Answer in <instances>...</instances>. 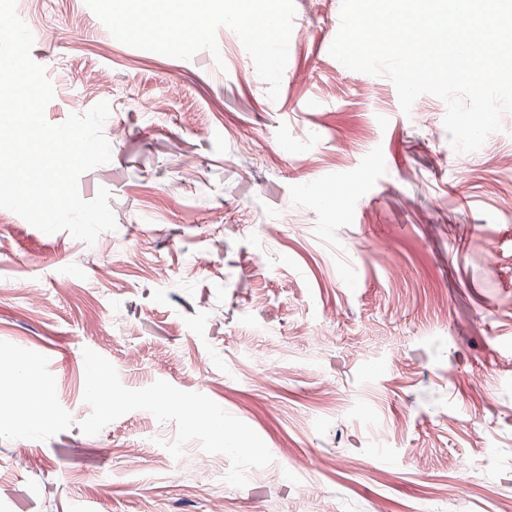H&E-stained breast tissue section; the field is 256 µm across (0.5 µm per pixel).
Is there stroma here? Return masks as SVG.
<instances>
[{"label": "stroma", "instance_id": "obj_1", "mask_svg": "<svg viewBox=\"0 0 512 512\" xmlns=\"http://www.w3.org/2000/svg\"><path fill=\"white\" fill-rule=\"evenodd\" d=\"M340 6L295 0L273 100L230 29L221 61L182 60L117 41L85 0H17L47 121L77 93L124 137L78 182L111 194L94 247L0 209V341L48 357L75 421L0 439V512H497L481 488L512 493V112L460 157L442 100L400 112L387 77L325 51ZM343 180L340 218L325 192ZM87 348L127 388L205 394L272 464L231 486L227 456L174 459V424L144 410L83 434Z\"/></svg>", "mask_w": 512, "mask_h": 512}]
</instances>
